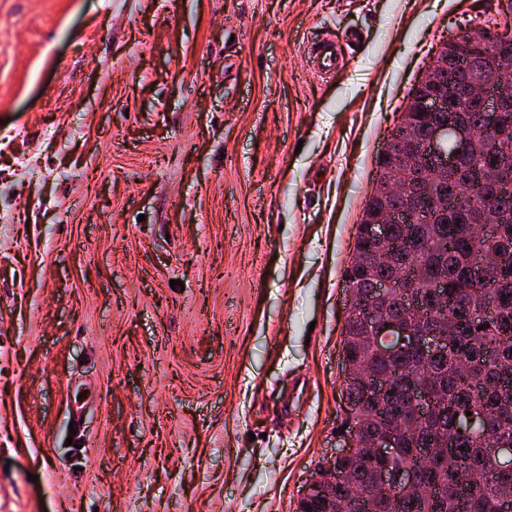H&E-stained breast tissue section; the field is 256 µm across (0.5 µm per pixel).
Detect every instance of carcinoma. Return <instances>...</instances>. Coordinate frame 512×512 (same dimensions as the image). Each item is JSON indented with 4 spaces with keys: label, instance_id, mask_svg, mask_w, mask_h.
Listing matches in <instances>:
<instances>
[{
    "label": "carcinoma",
    "instance_id": "cac0c4a2",
    "mask_svg": "<svg viewBox=\"0 0 512 512\" xmlns=\"http://www.w3.org/2000/svg\"><path fill=\"white\" fill-rule=\"evenodd\" d=\"M510 65L512 57L476 47L461 61V77L492 84ZM430 94L429 88H415L405 116L409 140L402 145L399 134H392L379 157V176L366 197L345 270L341 393L356 406L346 418L348 429L358 428L360 441H377L392 431L399 453L371 461V449L358 447L336 460V470L348 472L363 489L385 471L412 467L415 484L427 493L412 487L396 499L388 493L365 504L352 499L347 512H512V472H499L492 454L494 448L512 447V111L489 133L485 113L465 99L450 102L473 128L474 140L456 173L433 174L435 162L425 153L427 113L421 111ZM403 151L416 158L407 169L398 164ZM395 173L408 184L400 196L386 191ZM487 202L498 207L497 222L484 237L472 239L467 227ZM416 211L426 216L391 224L393 257L381 261L382 245L365 234L368 219ZM381 279L396 288L371 302L369 292ZM396 318L413 337L424 333L442 343L424 352L409 345L385 355L375 343L376 326ZM360 362L389 382L383 396L372 391L368 375L351 369ZM417 382L435 401L433 408L419 409ZM472 410L483 419L461 428Z\"/></svg>",
    "mask_w": 512,
    "mask_h": 512
}]
</instances>
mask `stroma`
Masks as SVG:
<instances>
[{"mask_svg": "<svg viewBox=\"0 0 512 512\" xmlns=\"http://www.w3.org/2000/svg\"><path fill=\"white\" fill-rule=\"evenodd\" d=\"M504 7L0 0V512H296L378 158ZM338 42L335 39H327L314 46L312 52L315 70L325 74L336 71L342 60Z\"/></svg>", "mask_w": 512, "mask_h": 512, "instance_id": "stroma-1", "label": "stroma"}]
</instances>
